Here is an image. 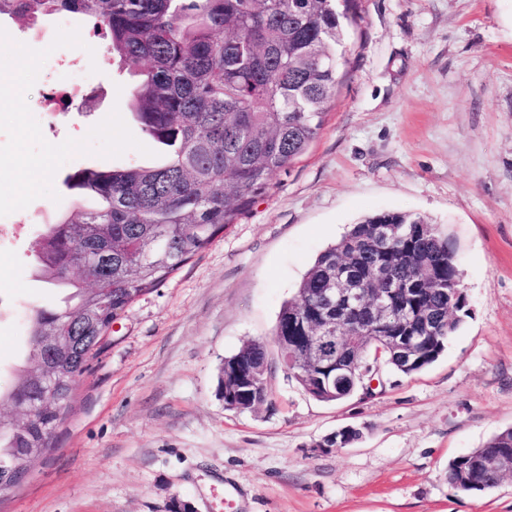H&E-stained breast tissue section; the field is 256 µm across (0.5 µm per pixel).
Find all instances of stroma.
Returning <instances> with one entry per match:
<instances>
[{
    "mask_svg": "<svg viewBox=\"0 0 512 512\" xmlns=\"http://www.w3.org/2000/svg\"><path fill=\"white\" fill-rule=\"evenodd\" d=\"M349 62L310 150L276 173L234 224L113 322L81 377L50 450L0 512H512V477L482 495L447 479L449 460L512 427V0H356ZM60 21L0 28L49 49L26 100L40 125L51 85L70 83L52 49ZM97 110L73 102L59 122L73 139L112 110L130 120L137 75L107 50L83 59ZM76 156L13 220L29 228L0 251V388L25 340L24 317L60 293L34 282V244L51 216L78 212L64 177ZM420 215L457 253L469 317L427 369L388 374L370 399L324 403L289 378L273 330L315 258L379 211ZM268 343L269 400L224 407L218 370L244 342ZM343 426L356 443L321 449Z\"/></svg>",
    "mask_w": 512,
    "mask_h": 512,
    "instance_id": "obj_1",
    "label": "stroma"
}]
</instances>
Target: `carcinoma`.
Instances as JSON below:
<instances>
[{
	"label": "carcinoma",
	"mask_w": 512,
	"mask_h": 512,
	"mask_svg": "<svg viewBox=\"0 0 512 512\" xmlns=\"http://www.w3.org/2000/svg\"><path fill=\"white\" fill-rule=\"evenodd\" d=\"M354 0H0V17L34 25L63 12L94 21L108 37L120 67L141 82L133 94L132 118L159 148L155 165L84 168L64 179L77 199L93 206L47 225L35 253L34 278L63 292L62 304L32 307L28 341L14 368L13 384L0 391V404L38 399L27 376L44 354L36 336L54 326L69 342L54 354L57 389L67 402L98 347L106 323L102 306L126 308L162 284L215 236L233 224L276 172L301 158L318 138L342 68L348 63L346 25L355 20ZM380 224L398 226V237L380 256L372 235ZM95 259L99 292L92 296L71 276L75 253ZM382 260L391 275L414 291L392 300L424 322L363 326L364 337L345 351L353 388L339 387L324 370H304L299 359L316 335L312 304L340 263L366 275ZM461 270L448 236L426 219L381 211L350 225L322 251L284 302L274 335L288 337L281 359L288 376L318 401L340 402L361 391L369 364L412 375L432 365L459 331L468 310L453 301ZM414 337L403 353L378 339L382 334ZM268 366L267 347L251 341L224 358L219 385ZM268 402L262 382L252 393L224 400V407L253 409ZM58 416L30 429H0V475L11 464L10 449L35 448L43 434L54 436ZM362 437L353 428L326 438L329 448H346ZM499 454L512 457V428L448 463V481L480 494L496 488L502 475L485 466Z\"/></svg>",
	"instance_id": "obj_1"
}]
</instances>
